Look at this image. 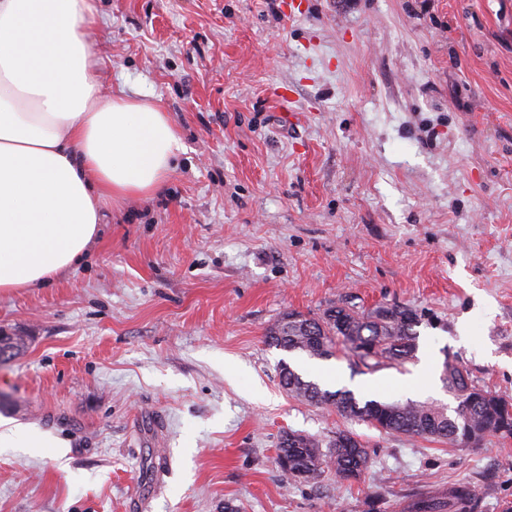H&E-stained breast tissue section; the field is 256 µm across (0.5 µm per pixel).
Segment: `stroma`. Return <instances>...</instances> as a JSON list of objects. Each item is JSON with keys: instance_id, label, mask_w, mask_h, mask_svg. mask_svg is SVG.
Returning <instances> with one entry per match:
<instances>
[{"instance_id": "obj_1", "label": "stroma", "mask_w": 512, "mask_h": 512, "mask_svg": "<svg viewBox=\"0 0 512 512\" xmlns=\"http://www.w3.org/2000/svg\"><path fill=\"white\" fill-rule=\"evenodd\" d=\"M104 99L158 104L185 150L158 195L106 207L77 268L0 291V512H417L512 507V438L387 434L283 390L406 400L443 364L512 401V0H90ZM292 99L283 111L280 93ZM422 315L375 372L268 347L341 297ZM352 431L360 480L282 476L280 437ZM169 459L167 471L158 463ZM51 439L37 431H30L22 436L18 426L11 420L0 417V448H53Z\"/></svg>"}]
</instances>
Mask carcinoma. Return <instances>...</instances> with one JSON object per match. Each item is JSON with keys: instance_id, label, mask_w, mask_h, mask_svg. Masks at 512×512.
Wrapping results in <instances>:
<instances>
[{"instance_id": "carcinoma-1", "label": "carcinoma", "mask_w": 512, "mask_h": 512, "mask_svg": "<svg viewBox=\"0 0 512 512\" xmlns=\"http://www.w3.org/2000/svg\"><path fill=\"white\" fill-rule=\"evenodd\" d=\"M300 322L315 329L309 333L293 328L282 335L283 320L273 323L266 331L268 346L285 352H300L309 358L328 360L336 356L342 345L355 359V364L370 371L383 366H401L412 360L418 349L416 327L422 323L417 310L400 305H379L363 311L341 298L318 316L299 314ZM280 384L292 397L311 405H326L349 418L371 424L388 434H401L437 440L448 446L469 445L473 431L512 438V403L486 397L476 390L469 376L456 364L448 363L442 381L456 401L453 413L435 401H378L359 402L350 390L330 391L318 383L303 379L289 363L279 368ZM328 451H323V448ZM318 463V474L327 470L347 481H356L370 465V454L353 433L337 430L336 437L323 442L315 436L290 431L281 436L277 463L287 478L310 482L303 473L310 464Z\"/></svg>"}]
</instances>
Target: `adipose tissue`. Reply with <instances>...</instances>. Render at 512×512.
<instances>
[{"instance_id":"adipose-tissue-1","label":"adipose tissue","mask_w":512,"mask_h":512,"mask_svg":"<svg viewBox=\"0 0 512 512\" xmlns=\"http://www.w3.org/2000/svg\"><path fill=\"white\" fill-rule=\"evenodd\" d=\"M92 20L89 0H0V290L77 264L102 207L159 191L183 149L158 106L101 98Z\"/></svg>"}]
</instances>
